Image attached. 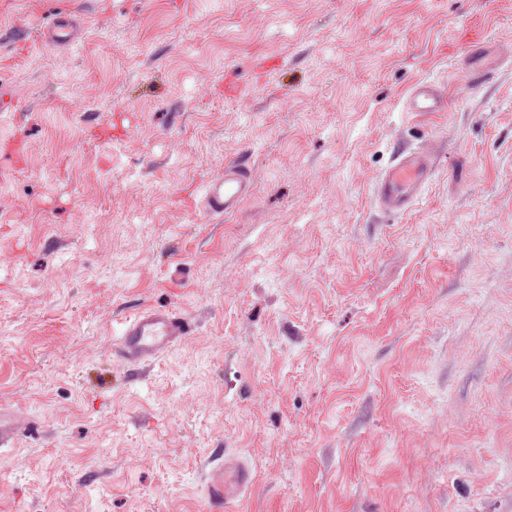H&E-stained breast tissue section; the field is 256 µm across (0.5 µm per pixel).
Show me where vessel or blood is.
<instances>
[{
    "label": "vessel or blood",
    "instance_id": "obj_1",
    "mask_svg": "<svg viewBox=\"0 0 512 512\" xmlns=\"http://www.w3.org/2000/svg\"><path fill=\"white\" fill-rule=\"evenodd\" d=\"M82 17L63 10L54 15L42 31V39L52 46H72L79 42ZM409 107L415 112H441L446 102L434 83L418 82L410 95ZM432 157L423 150L397 154L393 166L374 185L378 205L399 214L420 198L422 188L433 175ZM252 192L246 159L226 163L221 176L208 180L200 195V207L208 217L234 213ZM191 317L170 307L145 306L126 317L112 346L114 361L133 369L150 365L171 347L194 333ZM38 424L21 418L0 404V449L13 447L22 436L38 431ZM254 471L249 462L239 459L219 463L205 473V498L215 507L230 505L251 485Z\"/></svg>",
    "mask_w": 512,
    "mask_h": 512
}]
</instances>
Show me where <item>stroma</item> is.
Wrapping results in <instances>:
<instances>
[{
	"instance_id": "obj_1",
	"label": "stroma",
	"mask_w": 512,
	"mask_h": 512,
	"mask_svg": "<svg viewBox=\"0 0 512 512\" xmlns=\"http://www.w3.org/2000/svg\"><path fill=\"white\" fill-rule=\"evenodd\" d=\"M0 512H512V0H0ZM495 62L471 87L470 70ZM421 80L443 112H412ZM436 166L381 212L400 146ZM253 191L205 219L237 157ZM186 278L173 282L175 269ZM196 319L145 373L143 306ZM81 21L79 13L61 10L44 27L42 40L52 46H73L81 39ZM39 430L38 424L31 419L21 418L17 412L0 404V449L13 448L15 440ZM229 460L213 465L205 473V499L211 506L230 505L254 479L253 466L249 462Z\"/></svg>"
}]
</instances>
